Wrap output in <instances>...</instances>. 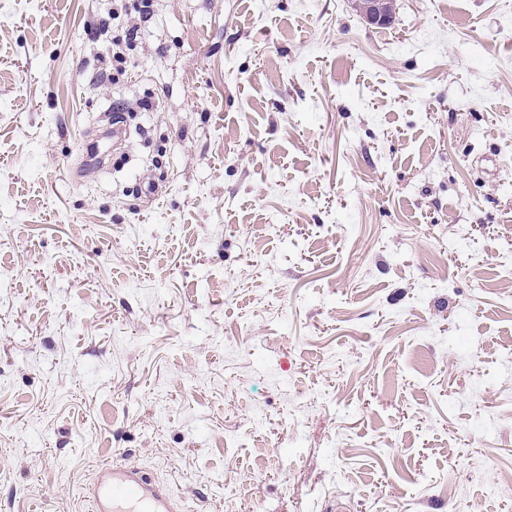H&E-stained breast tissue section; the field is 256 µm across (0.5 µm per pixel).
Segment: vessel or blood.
<instances>
[{"mask_svg":"<svg viewBox=\"0 0 512 512\" xmlns=\"http://www.w3.org/2000/svg\"><path fill=\"white\" fill-rule=\"evenodd\" d=\"M90 512H177L170 486L157 483L140 468L103 460L88 492Z\"/></svg>","mask_w":512,"mask_h":512,"instance_id":"1","label":"vessel or blood"}]
</instances>
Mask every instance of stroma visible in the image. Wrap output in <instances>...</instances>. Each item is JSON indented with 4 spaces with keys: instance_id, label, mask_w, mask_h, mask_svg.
<instances>
[{
    "instance_id": "35a3bbf8",
    "label": "stroma",
    "mask_w": 512,
    "mask_h": 512,
    "mask_svg": "<svg viewBox=\"0 0 512 512\" xmlns=\"http://www.w3.org/2000/svg\"><path fill=\"white\" fill-rule=\"evenodd\" d=\"M114 5L0 0V512H512V0ZM355 8L370 24L377 26L387 25L395 13L393 0H356ZM138 38L137 27H130L121 38L115 37L112 40V81L119 79L125 72V50L134 47ZM91 512H177L170 486L157 483L140 468L103 460L86 496Z\"/></svg>"
}]
</instances>
